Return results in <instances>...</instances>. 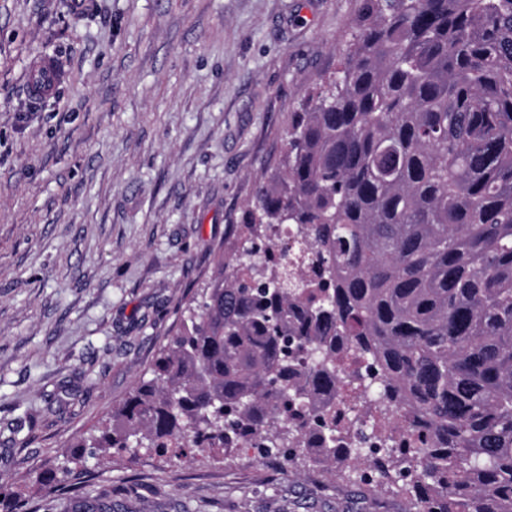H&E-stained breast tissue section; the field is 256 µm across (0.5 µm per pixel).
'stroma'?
Here are the masks:
<instances>
[{"label":"stroma","instance_id":"1","mask_svg":"<svg viewBox=\"0 0 512 512\" xmlns=\"http://www.w3.org/2000/svg\"><path fill=\"white\" fill-rule=\"evenodd\" d=\"M77 1L0 0V491L25 512H347L341 472L283 455L71 446L146 377L359 0ZM38 54L63 80L35 102Z\"/></svg>","mask_w":512,"mask_h":512}]
</instances>
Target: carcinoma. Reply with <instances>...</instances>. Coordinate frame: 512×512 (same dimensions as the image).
I'll use <instances>...</instances> for the list:
<instances>
[{"mask_svg":"<svg viewBox=\"0 0 512 512\" xmlns=\"http://www.w3.org/2000/svg\"><path fill=\"white\" fill-rule=\"evenodd\" d=\"M342 57L150 378L77 447L340 460L408 512H512V0H359ZM345 385L409 411L406 436L338 447Z\"/></svg>","mask_w":512,"mask_h":512,"instance_id":"carcinoma-1","label":"carcinoma"}]
</instances>
